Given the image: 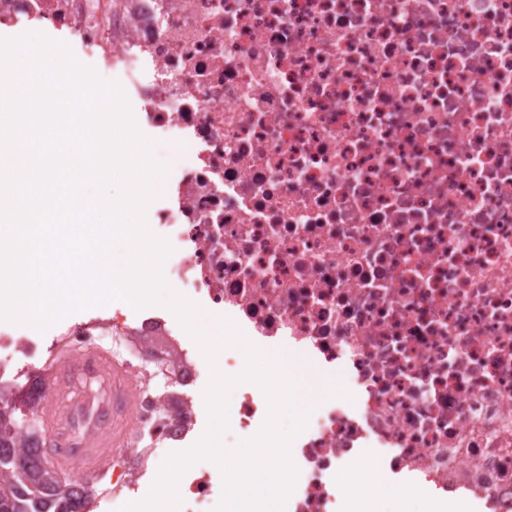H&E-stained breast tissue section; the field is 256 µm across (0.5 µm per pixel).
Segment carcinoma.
Listing matches in <instances>:
<instances>
[{
    "label": "carcinoma",
    "instance_id": "1",
    "mask_svg": "<svg viewBox=\"0 0 512 512\" xmlns=\"http://www.w3.org/2000/svg\"><path fill=\"white\" fill-rule=\"evenodd\" d=\"M41 382L32 381L25 405L39 410ZM16 407L0 385V512H84L89 495L82 484L58 483L39 467L44 435L36 436L15 416Z\"/></svg>",
    "mask_w": 512,
    "mask_h": 512
}]
</instances>
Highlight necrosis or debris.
<instances>
[{"label": "necrosis or debris", "mask_w": 512, "mask_h": 512, "mask_svg": "<svg viewBox=\"0 0 512 512\" xmlns=\"http://www.w3.org/2000/svg\"><path fill=\"white\" fill-rule=\"evenodd\" d=\"M124 74L136 124L179 146L154 210L180 294L252 344L334 373L291 443L286 512H342L340 473L512 512V0H0ZM124 337L130 491L199 415L175 314L68 327ZM40 334L0 323V364ZM175 390L158 394L156 373ZM249 432L261 387L230 408Z\"/></svg>", "instance_id": "1"}]
</instances>
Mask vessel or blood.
Segmentation results:
<instances>
[{"label": "vessel or blood", "instance_id": "b4317fda", "mask_svg": "<svg viewBox=\"0 0 512 512\" xmlns=\"http://www.w3.org/2000/svg\"><path fill=\"white\" fill-rule=\"evenodd\" d=\"M59 361L52 369L50 395L42 403L41 420L48 440L54 448V461L62 470L81 465L85 473L98 474L100 460L113 448L120 446L121 437L112 430V418L118 411L128 410L134 389L131 384L114 388L119 367L105 352L96 348L61 350ZM102 380L108 385L106 400L100 402H71L59 409L57 395L64 392L73 373ZM66 421L67 430H58L59 421Z\"/></svg>", "mask_w": 512, "mask_h": 512}]
</instances>
